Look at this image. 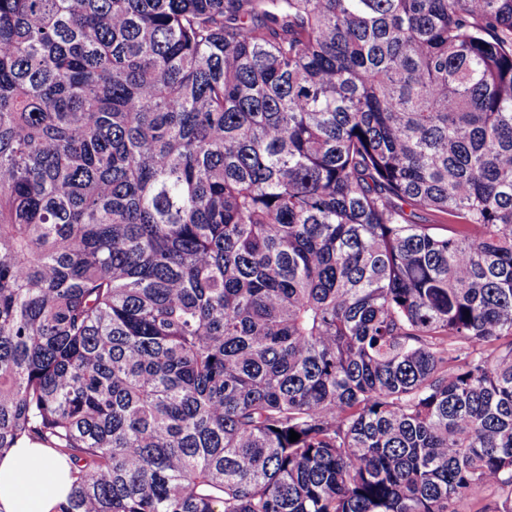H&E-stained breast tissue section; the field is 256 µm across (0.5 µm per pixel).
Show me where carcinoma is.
I'll list each match as a JSON object with an SVG mask.
<instances>
[{
	"instance_id": "cac0c4a2",
	"label": "carcinoma",
	"mask_w": 512,
	"mask_h": 512,
	"mask_svg": "<svg viewBox=\"0 0 512 512\" xmlns=\"http://www.w3.org/2000/svg\"><path fill=\"white\" fill-rule=\"evenodd\" d=\"M31 444L59 512H512V0H0ZM502 494V491L494 488H483L467 496L457 504L458 512H477L484 506L493 502Z\"/></svg>"
}]
</instances>
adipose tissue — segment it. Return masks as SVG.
Masks as SVG:
<instances>
[{
	"label": "adipose tissue",
	"mask_w": 512,
	"mask_h": 512,
	"mask_svg": "<svg viewBox=\"0 0 512 512\" xmlns=\"http://www.w3.org/2000/svg\"><path fill=\"white\" fill-rule=\"evenodd\" d=\"M71 485L65 456L30 445L0 457V512H56Z\"/></svg>",
	"instance_id": "ef3b65f1"
}]
</instances>
